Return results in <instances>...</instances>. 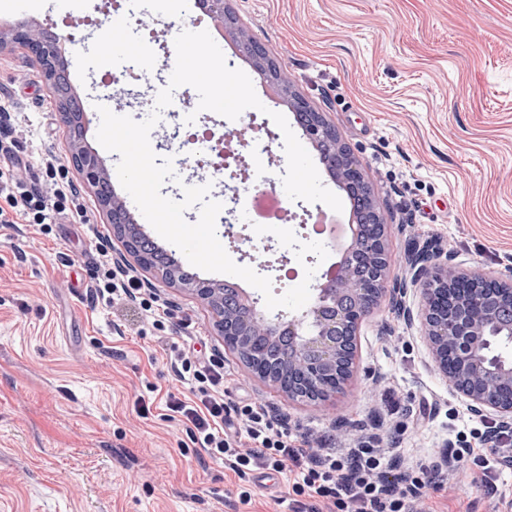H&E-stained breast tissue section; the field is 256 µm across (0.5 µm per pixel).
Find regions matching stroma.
<instances>
[{
	"label": "stroma",
	"mask_w": 512,
	"mask_h": 512,
	"mask_svg": "<svg viewBox=\"0 0 512 512\" xmlns=\"http://www.w3.org/2000/svg\"><path fill=\"white\" fill-rule=\"evenodd\" d=\"M225 8L359 161L388 226L389 283L408 279V254L428 243L464 267L512 273V0H226ZM119 16L129 46L106 59L111 17L96 0H29L22 13L72 36L83 73L73 90L84 104L141 121L168 87L177 35L202 26L185 10H145L136 0ZM148 30L160 48L136 79L124 65ZM173 98L176 109L150 132L177 175L162 195L223 190L222 174L192 161L198 136L214 142L228 127L252 144L256 177H273L283 192L282 171L268 166L269 154L284 155L283 139L267 142L245 112L222 125L198 110L193 87ZM1 102L10 110L0 112V144L26 165L21 188L63 196L50 234L0 228V512H274L284 478L264 485L221 464L201 468L185 426L166 419L178 384L160 334L223 360L227 401L266 405L294 435L343 428L346 446L374 433L384 448L398 440L393 478L435 466L445 441L460 448L484 430L435 370L419 329L386 300L361 323L350 385L325 405L291 402L259 382L225 351L209 308L182 291L156 286L170 311L159 329L133 307L94 301L103 257L119 259L124 248L68 160L69 130L40 69L16 45L0 51ZM139 396L148 417L134 409ZM241 485L250 504L238 500ZM426 494L433 512L496 510L479 486Z\"/></svg>",
	"instance_id": "obj_1"
}]
</instances>
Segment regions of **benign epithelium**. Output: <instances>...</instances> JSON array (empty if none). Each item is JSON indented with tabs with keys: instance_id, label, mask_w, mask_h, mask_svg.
Segmentation results:
<instances>
[{
	"instance_id": "obj_1",
	"label": "benign epithelium",
	"mask_w": 512,
	"mask_h": 512,
	"mask_svg": "<svg viewBox=\"0 0 512 512\" xmlns=\"http://www.w3.org/2000/svg\"><path fill=\"white\" fill-rule=\"evenodd\" d=\"M201 3L218 25L230 21L224 17V0ZM234 34L257 61L259 73L279 88L281 102L294 112L325 168L350 199L354 225L353 235L343 248L347 257L338 273L318 281L316 298L306 310L272 319L237 284L189 276L181 262L159 247L144 225L135 222L124 201L112 192L107 169L99 166L76 136L69 162L94 188L126 253L140 268L154 272L163 284L209 305L224 346L254 376L290 401L326 403L344 391L353 374L359 325L386 299L406 327L420 324L436 370L463 397L469 411L512 429V357L492 353L490 342L495 336L505 345L512 344V277L464 268L452 254L425 246L409 257L410 279L386 287L390 266L387 225L374 187L365 180L324 114L298 94L285 71L271 64L264 47L239 28ZM65 43H72V37L56 34L48 38L28 21L0 31V48L19 44L27 50L68 122L82 117V112L69 111L73 96L59 59ZM410 286L420 293L416 311L405 307L403 301Z\"/></svg>"
}]
</instances>
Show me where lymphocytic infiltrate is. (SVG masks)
Here are the masks:
<instances>
[{
    "label": "lymphocytic infiltrate",
    "instance_id": "lymphocytic-infiltrate-1",
    "mask_svg": "<svg viewBox=\"0 0 512 512\" xmlns=\"http://www.w3.org/2000/svg\"><path fill=\"white\" fill-rule=\"evenodd\" d=\"M59 195V190L37 187L17 193L10 182L1 181L0 196L7 205L0 207V225L10 228L32 217L42 234H50L60 212ZM140 292L137 278L122 269L105 270L94 289L105 305L135 300L150 317H158L161 306L156 298H143ZM164 343L176 380L187 391L182 398L168 394L166 409L171 419L185 425L210 460L224 463L239 478L260 469L287 475V495L276 498V505L286 506L288 512H428L421 492L426 470L409 473L411 491L400 490L386 477L388 449L371 443L341 450L315 446L287 432L261 404L241 408L245 424L234 426L232 408L224 400L223 361L200 360L169 336ZM492 434L499 440L498 447L487 445ZM453 456L472 484L496 496L501 512H512V494L497 485L506 462L512 460V431L496 427L491 434L474 435L466 447L454 449Z\"/></svg>",
    "mask_w": 512,
    "mask_h": 512
}]
</instances>
